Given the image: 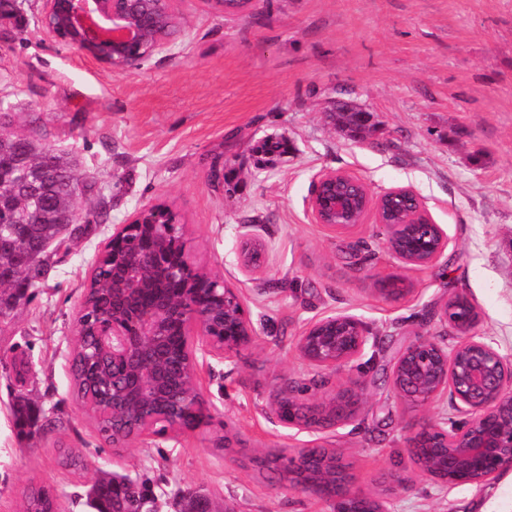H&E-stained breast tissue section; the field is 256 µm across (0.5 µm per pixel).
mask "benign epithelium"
<instances>
[{
	"instance_id": "obj_1",
	"label": "benign epithelium",
	"mask_w": 512,
	"mask_h": 512,
	"mask_svg": "<svg viewBox=\"0 0 512 512\" xmlns=\"http://www.w3.org/2000/svg\"><path fill=\"white\" fill-rule=\"evenodd\" d=\"M222 16H236L246 9V0H204ZM172 16V0H43L38 24L59 44L122 73L140 67L154 53L171 46L161 31ZM358 125L349 131L365 138L374 118L356 107ZM365 189L350 174L330 171L314 180L310 197L312 213L319 224L333 230H351L365 223L355 218L352 189ZM400 201L398 222L382 219V198L371 199L368 210L385 230V245L396 259L416 267L435 265L447 247L442 227L432 223L419 195L409 188L392 189ZM170 214V223H180L176 212L163 204L135 210L124 222L113 225L112 235L100 249L93 265L112 250V305L94 332V342L85 345L88 358L112 363V414L131 413L142 421L137 435L155 434L157 424L168 417L171 396L189 405L198 421L208 420L196 388H173L171 365L164 338L172 322L181 324L191 367L197 381L199 360L210 356L230 359L257 340L251 314L239 292L226 285L221 302L200 314L188 295L214 292L206 272L186 254L184 237L159 238L139 251L125 249L126 238L160 224V213ZM264 252L259 243L247 242L241 250L245 268L256 270L251 251ZM167 281L184 283L179 297L159 295L151 308L140 305L149 288ZM440 322L454 334H419L394 358L391 380L400 400L429 405L446 394L462 415L459 421L427 418L411 429L407 439L416 470L441 486L486 485L512 469V362L493 342L479 333L481 316L465 294L454 295L441 309ZM371 336L361 321L345 314H331L308 323L296 339V350L308 365L319 370L341 369L363 354ZM365 404V385L350 379L315 398L302 397L296 385H281L269 404L270 412L287 427L323 432L353 422ZM288 467L302 472L290 488L314 493L328 500L333 512H389L387 498L352 485L348 466L336 449L312 455L309 448L288 454Z\"/></svg>"
}]
</instances>
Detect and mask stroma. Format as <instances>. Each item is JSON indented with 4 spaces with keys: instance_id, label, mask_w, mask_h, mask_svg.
Wrapping results in <instances>:
<instances>
[{
    "instance_id": "35a3bbf8",
    "label": "stroma",
    "mask_w": 512,
    "mask_h": 512,
    "mask_svg": "<svg viewBox=\"0 0 512 512\" xmlns=\"http://www.w3.org/2000/svg\"><path fill=\"white\" fill-rule=\"evenodd\" d=\"M42 7L19 0L14 15H0V100L11 130L100 176L101 197L77 208L108 218L0 316V512H21L31 483L58 494L62 512H89V485L113 471L146 482L161 512H180L200 490L215 512H331L255 464L269 448L320 444L341 449L364 489L404 470L409 484L390 496L392 512H512V470L458 487L414 470L412 425L454 410L446 397L402 403L389 379L409 339L445 335L438 311L458 293L512 359V0H250L226 17L202 0H175L172 48L119 74L42 33ZM339 102L368 109L378 133L358 141L340 131L329 116ZM284 136L287 154L258 153L263 140ZM216 163L224 181L214 186ZM325 170L360 178L374 197L413 189L447 235L438 263L395 259L371 218L349 232L316 223L309 198ZM155 204L180 214L190 256L238 290L260 338L200 367L207 425L115 452L72 395L71 355L99 249L113 225ZM246 236L267 248L260 270L239 263ZM390 277L409 288L400 300L378 291ZM334 312L360 318L375 338L335 373L311 368L295 348L307 322ZM352 377L364 380L366 405L348 425L298 432L264 410L283 380L316 397ZM21 392L55 423L51 440L18 437L11 405ZM58 439L80 451L84 470L59 465Z\"/></svg>"
}]
</instances>
